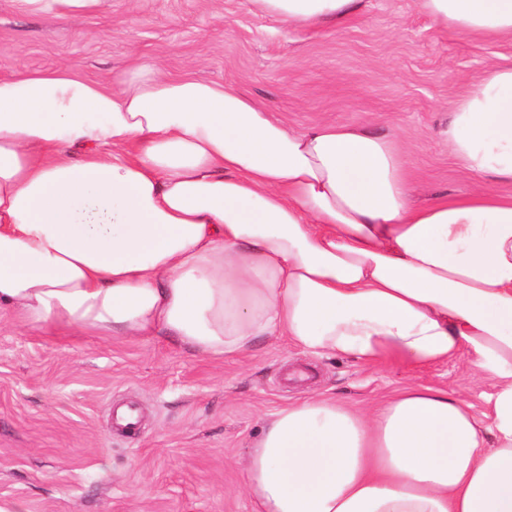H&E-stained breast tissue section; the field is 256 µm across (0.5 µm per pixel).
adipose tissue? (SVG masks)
Instances as JSON below:
<instances>
[{"label": "adipose tissue", "mask_w": 512, "mask_h": 512, "mask_svg": "<svg viewBox=\"0 0 512 512\" xmlns=\"http://www.w3.org/2000/svg\"><path fill=\"white\" fill-rule=\"evenodd\" d=\"M102 2L13 0L60 18ZM250 2L294 31L361 7ZM417 2L512 39V0ZM441 135L466 171L512 182V65L487 67ZM410 191L394 140L298 132L226 86L22 72L0 79V318L216 358L263 336L417 368L467 356L494 381L487 418L424 385L367 413L312 396L264 426L245 490L254 512H512V195Z\"/></svg>", "instance_id": "obj_1"}]
</instances>
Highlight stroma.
I'll use <instances>...</instances> for the list:
<instances>
[{
	"label": "stroma",
	"mask_w": 512,
	"mask_h": 512,
	"mask_svg": "<svg viewBox=\"0 0 512 512\" xmlns=\"http://www.w3.org/2000/svg\"><path fill=\"white\" fill-rule=\"evenodd\" d=\"M512 40L444 30L416 0H364L347 26L294 32L249 0H104L92 16L19 14L0 0V77L61 66L111 84L158 70L232 86L297 131L360 125L401 138L412 200L477 183L439 137L452 100ZM423 383L483 412L490 389L458 357L425 368L315 356L264 338L202 357L157 336L70 335L0 321V502L26 512H252L243 463L266 421L310 395L372 410ZM140 414L119 432L115 409Z\"/></svg>",
	"instance_id": "1"
}]
</instances>
